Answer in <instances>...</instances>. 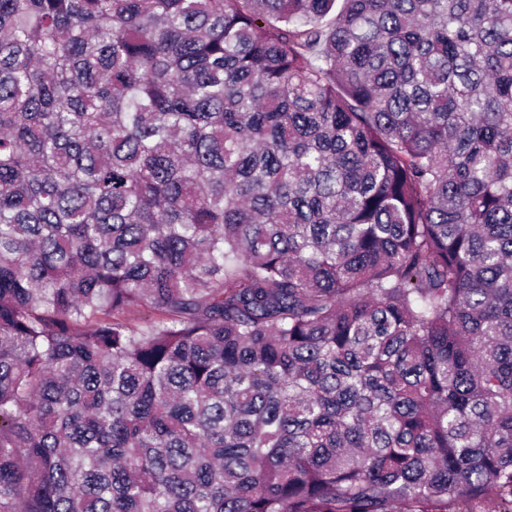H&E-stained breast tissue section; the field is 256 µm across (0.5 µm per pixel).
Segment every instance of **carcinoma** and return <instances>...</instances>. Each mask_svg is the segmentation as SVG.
I'll return each instance as SVG.
<instances>
[{
	"label": "carcinoma",
	"mask_w": 512,
	"mask_h": 512,
	"mask_svg": "<svg viewBox=\"0 0 512 512\" xmlns=\"http://www.w3.org/2000/svg\"><path fill=\"white\" fill-rule=\"evenodd\" d=\"M507 497L512 0H0V512Z\"/></svg>",
	"instance_id": "cac0c4a2"
}]
</instances>
